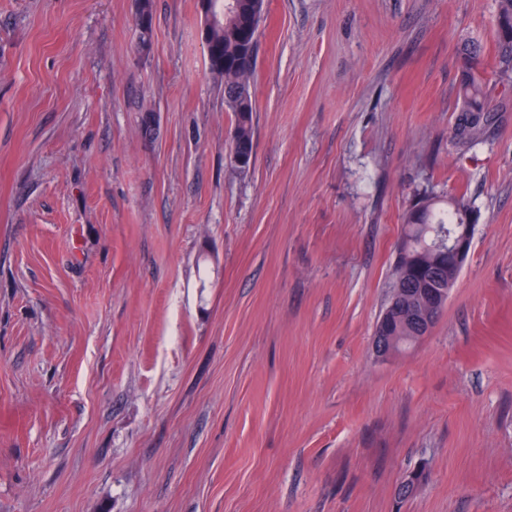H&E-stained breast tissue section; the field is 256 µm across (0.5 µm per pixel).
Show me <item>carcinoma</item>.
Listing matches in <instances>:
<instances>
[{"mask_svg":"<svg viewBox=\"0 0 512 512\" xmlns=\"http://www.w3.org/2000/svg\"><path fill=\"white\" fill-rule=\"evenodd\" d=\"M208 48L211 71L224 77V104L235 117L232 142L254 144L251 86L254 69L243 59L257 43L265 0H209ZM136 27L141 49L150 48L153 31L152 0H137ZM495 74L503 86L512 85V0H496ZM481 46L466 42L460 49L457 97L460 108L452 130V143L464 154L485 141L503 106L492 103L484 78ZM478 212L461 195L446 201L425 187L414 195L403 216V236L398 249L391 288H426L439 278L448 283V242L461 224L477 223Z\"/></svg>","mask_w":512,"mask_h":512,"instance_id":"carcinoma-1","label":"carcinoma"}]
</instances>
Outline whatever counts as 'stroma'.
Masks as SVG:
<instances>
[{"instance_id":"35a3bbf8","label":"stroma","mask_w":512,"mask_h":512,"mask_svg":"<svg viewBox=\"0 0 512 512\" xmlns=\"http://www.w3.org/2000/svg\"><path fill=\"white\" fill-rule=\"evenodd\" d=\"M0 0V512H512V112L494 0H266L254 163L199 0ZM479 210L378 357L416 188ZM416 488L401 497L400 486ZM135 14L138 15L135 23L139 31V45L142 50H149L154 19L152 0L137 1ZM481 56V46L475 42H465L460 49V108L452 130V143L460 154L485 141L497 112H503V104L492 103Z\"/></svg>"}]
</instances>
